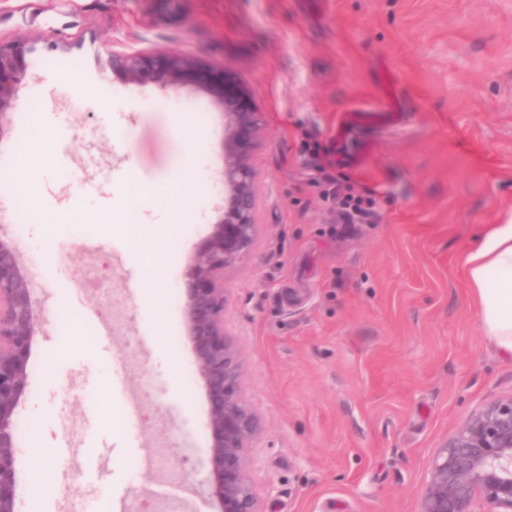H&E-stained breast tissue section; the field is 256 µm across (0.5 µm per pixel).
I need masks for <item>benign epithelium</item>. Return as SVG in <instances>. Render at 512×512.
<instances>
[{
	"label": "benign epithelium",
	"mask_w": 512,
	"mask_h": 512,
	"mask_svg": "<svg viewBox=\"0 0 512 512\" xmlns=\"http://www.w3.org/2000/svg\"><path fill=\"white\" fill-rule=\"evenodd\" d=\"M33 52L27 38L0 44V135ZM108 66L126 84L194 87L224 112V217L188 264L186 325L209 407L212 504L216 512H263L249 456L259 420L244 399L243 365L224 331V269L247 255L257 232L253 157L265 133L261 112L225 68L181 51L114 49ZM37 318L20 255L0 239V512L18 509L15 419L26 392ZM478 502L487 509H476ZM420 512H512V393L472 411L446 437L429 467Z\"/></svg>",
	"instance_id": "obj_1"
}]
</instances>
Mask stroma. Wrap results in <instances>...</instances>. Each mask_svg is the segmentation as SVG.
I'll return each mask as SVG.
<instances>
[{
    "instance_id": "stroma-1",
    "label": "stroma",
    "mask_w": 512,
    "mask_h": 512,
    "mask_svg": "<svg viewBox=\"0 0 512 512\" xmlns=\"http://www.w3.org/2000/svg\"><path fill=\"white\" fill-rule=\"evenodd\" d=\"M21 36L41 50L0 135V238L41 322L19 484L40 472L46 512H213L184 289L224 214V116L193 88L125 84L104 65L106 49L157 46L224 66L265 126L258 236L224 271L265 512H418L444 438L512 393L464 267L512 213V0H0V42ZM46 127L55 164L34 181L23 166ZM194 153L204 177L182 183ZM325 169L376 199L371 221L344 218ZM133 264L153 270L135 291Z\"/></svg>"
}]
</instances>
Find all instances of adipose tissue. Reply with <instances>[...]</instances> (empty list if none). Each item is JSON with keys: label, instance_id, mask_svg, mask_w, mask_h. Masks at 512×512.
Segmentation results:
<instances>
[{"label": "adipose tissue", "instance_id": "ef3b65f1", "mask_svg": "<svg viewBox=\"0 0 512 512\" xmlns=\"http://www.w3.org/2000/svg\"><path fill=\"white\" fill-rule=\"evenodd\" d=\"M465 267L485 336L512 355V216L488 228Z\"/></svg>", "mask_w": 512, "mask_h": 512}]
</instances>
